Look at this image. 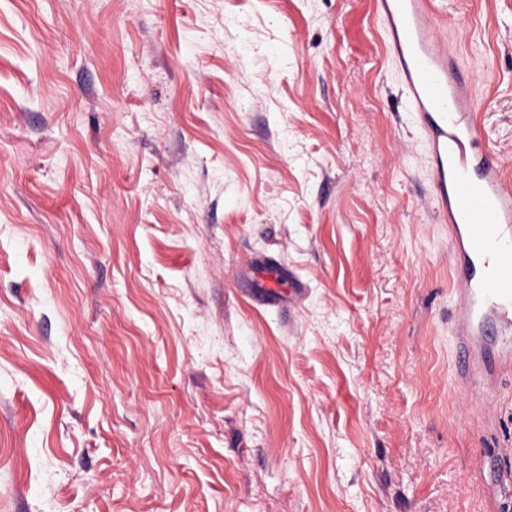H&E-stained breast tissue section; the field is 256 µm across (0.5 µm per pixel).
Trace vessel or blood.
<instances>
[{
  "mask_svg": "<svg viewBox=\"0 0 512 512\" xmlns=\"http://www.w3.org/2000/svg\"><path fill=\"white\" fill-rule=\"evenodd\" d=\"M407 97L434 158L448 224L463 370L494 390L512 374V178L481 145L478 89L440 37L435 0H375Z\"/></svg>",
  "mask_w": 512,
  "mask_h": 512,
  "instance_id": "obj_1",
  "label": "vessel or blood"
}]
</instances>
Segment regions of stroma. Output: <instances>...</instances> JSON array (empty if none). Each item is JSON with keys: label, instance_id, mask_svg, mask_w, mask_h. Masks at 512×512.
<instances>
[{"label": "stroma", "instance_id": "obj_1", "mask_svg": "<svg viewBox=\"0 0 512 512\" xmlns=\"http://www.w3.org/2000/svg\"><path fill=\"white\" fill-rule=\"evenodd\" d=\"M436 5L512 176V0ZM373 8L0 0V512H512Z\"/></svg>", "mask_w": 512, "mask_h": 512}]
</instances>
